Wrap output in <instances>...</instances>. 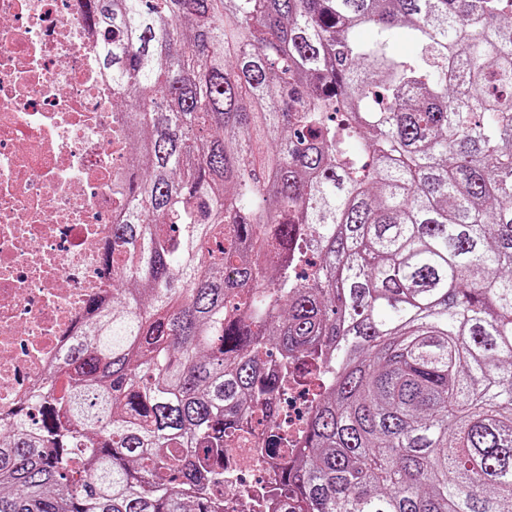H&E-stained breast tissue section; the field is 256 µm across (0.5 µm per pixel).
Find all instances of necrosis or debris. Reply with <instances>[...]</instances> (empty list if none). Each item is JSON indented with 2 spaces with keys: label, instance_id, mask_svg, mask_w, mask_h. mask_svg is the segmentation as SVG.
Wrapping results in <instances>:
<instances>
[{
  "label": "necrosis or debris",
  "instance_id": "obj_1",
  "mask_svg": "<svg viewBox=\"0 0 512 512\" xmlns=\"http://www.w3.org/2000/svg\"><path fill=\"white\" fill-rule=\"evenodd\" d=\"M81 0H0V422L38 393L102 295L112 236L116 138L112 77ZM268 420L229 442L225 489L267 480Z\"/></svg>",
  "mask_w": 512,
  "mask_h": 512
}]
</instances>
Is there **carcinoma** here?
Wrapping results in <instances>:
<instances>
[{
    "instance_id": "cac0c4a2",
    "label": "carcinoma",
    "mask_w": 512,
    "mask_h": 512,
    "mask_svg": "<svg viewBox=\"0 0 512 512\" xmlns=\"http://www.w3.org/2000/svg\"><path fill=\"white\" fill-rule=\"evenodd\" d=\"M83 2L135 108L112 295L0 512H225L224 438L296 380L272 512H512V0ZM313 407H315V404L311 402L310 398L301 395L300 390H293L289 392L288 407L284 403V400L281 399L277 410L280 418L283 419L288 415V419H292V422L297 423L299 427L300 423L298 419L301 420Z\"/></svg>"
}]
</instances>
